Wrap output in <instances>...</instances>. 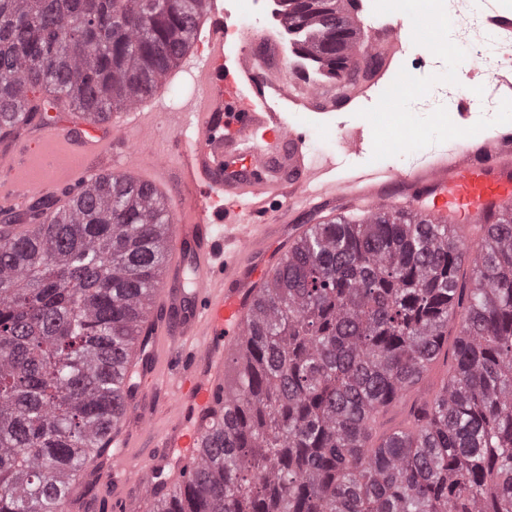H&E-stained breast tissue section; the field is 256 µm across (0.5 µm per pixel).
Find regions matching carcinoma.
<instances>
[{
  "label": "carcinoma",
  "mask_w": 512,
  "mask_h": 512,
  "mask_svg": "<svg viewBox=\"0 0 512 512\" xmlns=\"http://www.w3.org/2000/svg\"><path fill=\"white\" fill-rule=\"evenodd\" d=\"M202 0H0V112L121 110L189 46ZM296 49L329 72L349 37L337 0H281ZM0 239V512H64L112 419V369L142 336L167 253L157 198L121 178L71 206L37 201ZM446 224L382 213L315 224L249 319L224 423L195 478L156 512H512V212L458 286ZM427 403L376 420L436 363Z\"/></svg>",
  "instance_id": "cac0c4a2"
}]
</instances>
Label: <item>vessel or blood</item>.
I'll list each match as a JSON object with an SVG mask.
<instances>
[{
  "instance_id": "b4317fda",
  "label": "vessel or blood",
  "mask_w": 512,
  "mask_h": 512,
  "mask_svg": "<svg viewBox=\"0 0 512 512\" xmlns=\"http://www.w3.org/2000/svg\"><path fill=\"white\" fill-rule=\"evenodd\" d=\"M363 0L346 16L364 34L350 68L331 83L302 66L282 75L284 46L270 34L224 38V0H203L186 55L194 91L167 109L154 90L120 112L93 118L46 112L0 147V237L30 232L17 223L38 198H73L90 182L121 177L160 198L170 216L167 267L153 290L159 311L124 364L136 384L120 385L106 452L77 473L69 512H154L159 493L185 487L215 425L235 412L225 371L243 353L247 320L288 250L308 232L289 216L311 202L349 198L369 212H400L445 224L476 252L472 231L488 234L512 208V130L464 145L445 142L405 168L362 163L377 143L361 127L345 130L341 148L312 155L291 112L338 117L399 102L418 88L402 67L416 21L386 17L366 26ZM473 73L495 90L512 91V73Z\"/></svg>"
}]
</instances>
